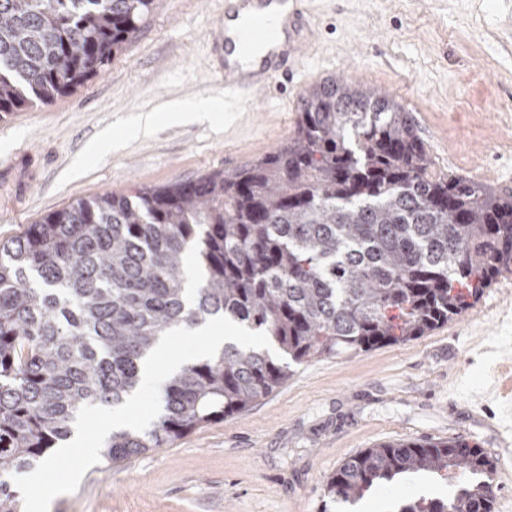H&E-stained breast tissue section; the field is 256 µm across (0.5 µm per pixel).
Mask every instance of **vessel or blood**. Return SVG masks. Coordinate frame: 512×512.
Wrapping results in <instances>:
<instances>
[{
	"instance_id": "obj_1",
	"label": "vessel or blood",
	"mask_w": 512,
	"mask_h": 512,
	"mask_svg": "<svg viewBox=\"0 0 512 512\" xmlns=\"http://www.w3.org/2000/svg\"><path fill=\"white\" fill-rule=\"evenodd\" d=\"M314 35L307 0H224L213 46L225 97L253 103L299 75Z\"/></svg>"
}]
</instances>
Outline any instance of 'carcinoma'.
<instances>
[{"mask_svg":"<svg viewBox=\"0 0 512 512\" xmlns=\"http://www.w3.org/2000/svg\"><path fill=\"white\" fill-rule=\"evenodd\" d=\"M154 0H0V112L49 104L103 70ZM512 271V195L436 171L382 89L330 78L263 159L164 188L79 199L0 242V475L67 439L87 404L119 405L161 335L221 314L283 359L227 344L166 384L146 432L117 430L120 463L241 415L291 366L421 337ZM459 471L448 497L398 512H492L495 468L464 439L396 441L344 460L323 498ZM0 512H20L0 479Z\"/></svg>","mask_w":512,"mask_h":512,"instance_id":"1","label":"carcinoma"}]
</instances>
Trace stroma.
Instances as JSON below:
<instances>
[{"label": "stroma", "instance_id": "stroma-1", "mask_svg": "<svg viewBox=\"0 0 512 512\" xmlns=\"http://www.w3.org/2000/svg\"><path fill=\"white\" fill-rule=\"evenodd\" d=\"M316 41L301 77L258 106L224 109L212 58L224 0H155L104 71L47 105L0 115V240L79 198L164 187L265 157L296 130L306 91L336 77L392 94L437 169L512 193V0H311ZM208 100L205 122L162 118ZM158 114L152 134L133 133ZM108 147L93 154L92 143ZM512 273L448 324L352 358L294 366L249 411L127 461L99 462L50 512H321L343 460L393 440L459 437L486 451L512 425ZM372 488L351 512L443 496L463 482Z\"/></svg>", "mask_w": 512, "mask_h": 512}]
</instances>
